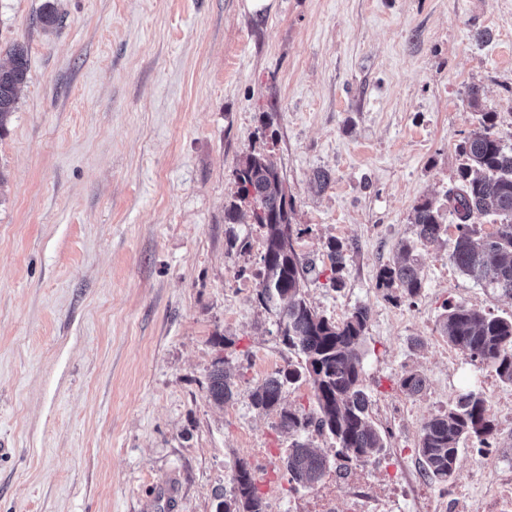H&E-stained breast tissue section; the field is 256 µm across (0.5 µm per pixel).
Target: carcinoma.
<instances>
[{"label":"carcinoma","instance_id":"cac0c4a2","mask_svg":"<svg viewBox=\"0 0 512 512\" xmlns=\"http://www.w3.org/2000/svg\"><path fill=\"white\" fill-rule=\"evenodd\" d=\"M37 22L48 31L61 22V16L50 3L38 14ZM28 74V54L17 45L9 51V64L0 66V131L6 129L16 110ZM495 119L493 112L481 113L480 127L458 147L465 163L458 170L457 187L447 194L448 210L457 220L450 260L482 286L512 297V149H506L493 132ZM236 183L238 202L225 209V223L240 224L248 218L264 230L256 299L277 309L282 343L303 356L299 365L280 370L257 386L253 404L265 412L279 411V427L295 437L285 458L289 481L314 489L329 464L319 449L302 440L303 435H329L336 443V457L349 463L366 462L386 448L384 435L372 420V401L362 380L360 348L369 311L358 307L336 323L308 303L304 291L307 269L293 245L292 208L282 176L268 155L260 151L248 154L236 170ZM489 216L498 218L499 223L493 233L480 237L476 220ZM411 224L423 245L437 242L448 230L440 208L431 200L413 208ZM346 252L340 241L328 242L334 288L343 284ZM377 287L410 298L420 293L423 281L410 244L401 246L397 262L380 269ZM441 331L448 345L491 369L502 383L512 385V316H495L464 305L447 306ZM301 380L311 383L315 408L306 412L282 407L283 387ZM400 387L414 395L423 390L425 379L409 371L401 377ZM208 393L219 406L233 396L222 358L213 364ZM496 435L481 395L474 391L461 395L447 411L431 416L421 426L417 451L423 475L448 484L457 472L460 442L474 438L489 448ZM233 483L234 496L219 502L217 512H266L249 468L239 466Z\"/></svg>","mask_w":512,"mask_h":512}]
</instances>
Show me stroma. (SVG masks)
<instances>
[{"label":"stroma","mask_w":512,"mask_h":512,"mask_svg":"<svg viewBox=\"0 0 512 512\" xmlns=\"http://www.w3.org/2000/svg\"><path fill=\"white\" fill-rule=\"evenodd\" d=\"M53 1L46 31V0H0V65L16 44L29 59L0 135V512H216L241 464L267 512H313L314 490L288 481L291 436L252 401L300 361L256 299L263 230L228 242L252 151L283 177L311 306L370 313L362 379L386 446L368 466L402 487L392 512H485L512 480V385L449 346L440 318L507 317L512 298L452 264V214L426 245L410 214L457 184L469 86L512 148V0ZM332 239L348 247L339 289ZM404 243L423 288L391 299L376 277ZM408 371L420 394L401 390ZM471 390L497 439L462 441L455 477L429 481L420 428ZM208 393L210 399L221 406L233 396L231 383L228 381V374L224 369V358L217 359L209 374Z\"/></svg>","instance_id":"obj_1"}]
</instances>
